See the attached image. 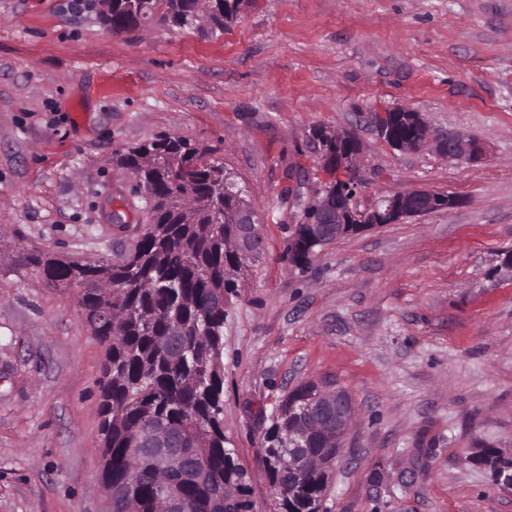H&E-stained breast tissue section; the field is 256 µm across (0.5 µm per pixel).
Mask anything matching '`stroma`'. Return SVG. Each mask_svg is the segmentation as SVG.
Returning a JSON list of instances; mask_svg holds the SVG:
<instances>
[{
    "label": "stroma",
    "mask_w": 512,
    "mask_h": 512,
    "mask_svg": "<svg viewBox=\"0 0 512 512\" xmlns=\"http://www.w3.org/2000/svg\"><path fill=\"white\" fill-rule=\"evenodd\" d=\"M395 107L487 156L390 149L365 116ZM316 125L359 138L362 203L427 189L458 206L291 266L301 210L276 195L289 172L320 186ZM159 135L212 146L258 213L265 250L224 323V434L256 512H273L265 415L321 380L355 406L322 512H512L472 460L512 455V0H252L214 40L115 34L93 8L0 0V512L112 510L104 349L75 290L27 257L127 249L145 203L112 157Z\"/></svg>",
    "instance_id": "obj_1"
}]
</instances>
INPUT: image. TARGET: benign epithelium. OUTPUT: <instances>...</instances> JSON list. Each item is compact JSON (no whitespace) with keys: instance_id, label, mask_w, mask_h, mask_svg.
I'll list each match as a JSON object with an SVG mask.
<instances>
[{"instance_id":"7a95c632","label":"benign epithelium","mask_w":512,"mask_h":512,"mask_svg":"<svg viewBox=\"0 0 512 512\" xmlns=\"http://www.w3.org/2000/svg\"><path fill=\"white\" fill-rule=\"evenodd\" d=\"M372 127L379 140L391 149L401 153H418L433 148L443 157L466 163L480 162L486 153L485 143L470 138L458 131L450 130L446 135L434 136L426 120L411 110L377 112L371 117ZM362 149L354 145L349 134L336 130L335 151L319 150V159L325 182H336V188L328 191L319 189L313 200L319 216L305 220L311 235L321 237L328 233L329 226H336V234H341L347 223L345 214L357 211L363 214L364 224H395L407 219L424 216L458 205L454 197L438 195L430 190L415 189L405 193L381 196L371 204L363 205L358 199L362 184ZM242 229L237 240V248L243 259L256 257L263 244L257 232V214L245 210L239 215ZM354 405L349 394L341 388H331L319 394V407L309 410L314 423L322 424L325 416L334 413L343 421V427L336 431V440L343 441L349 426L348 419L354 415Z\"/></svg>"}]
</instances>
